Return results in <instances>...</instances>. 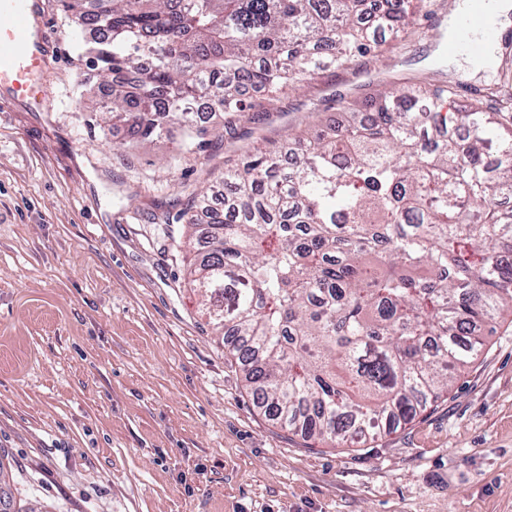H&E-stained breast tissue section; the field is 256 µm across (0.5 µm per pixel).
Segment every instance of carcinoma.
Listing matches in <instances>:
<instances>
[{"label":"carcinoma","instance_id":"1","mask_svg":"<svg viewBox=\"0 0 512 512\" xmlns=\"http://www.w3.org/2000/svg\"><path fill=\"white\" fill-rule=\"evenodd\" d=\"M434 0H63L115 77L95 112L137 139L237 122L295 84L403 40ZM250 86L261 101L245 99ZM443 80L393 85L372 110L282 150L252 145L221 181L224 212L185 223L201 313L264 413L334 448L448 394L512 314V68L457 102Z\"/></svg>","mask_w":512,"mask_h":512}]
</instances>
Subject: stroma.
<instances>
[{"instance_id":"stroma-1","label":"stroma","mask_w":512,"mask_h":512,"mask_svg":"<svg viewBox=\"0 0 512 512\" xmlns=\"http://www.w3.org/2000/svg\"><path fill=\"white\" fill-rule=\"evenodd\" d=\"M40 7L53 109L0 105V512H512V321L413 421L329 448L255 406L163 222L312 104L431 77L432 20L184 153L99 128L103 77L60 0Z\"/></svg>"}]
</instances>
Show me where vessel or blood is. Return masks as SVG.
Instances as JSON below:
<instances>
[{
    "instance_id": "b4317fda",
    "label": "vessel or blood",
    "mask_w": 512,
    "mask_h": 512,
    "mask_svg": "<svg viewBox=\"0 0 512 512\" xmlns=\"http://www.w3.org/2000/svg\"><path fill=\"white\" fill-rule=\"evenodd\" d=\"M473 2V8L458 17L456 37L446 45L448 54L467 52L477 43H495L501 38L487 22L486 0ZM46 53L47 35L38 0H0V94L31 111H50L41 95Z\"/></svg>"
}]
</instances>
